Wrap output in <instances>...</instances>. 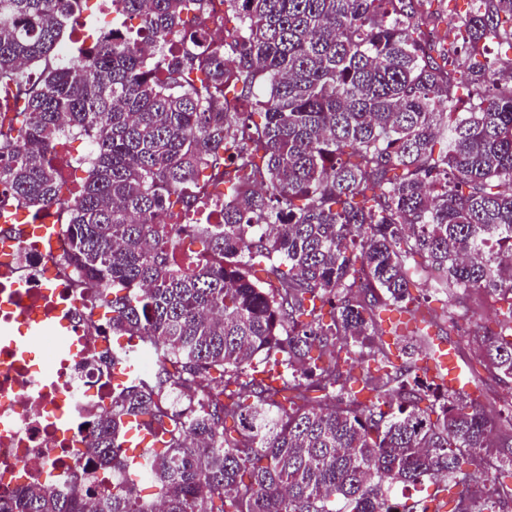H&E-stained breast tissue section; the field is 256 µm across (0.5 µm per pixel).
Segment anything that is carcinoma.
<instances>
[{"mask_svg": "<svg viewBox=\"0 0 512 512\" xmlns=\"http://www.w3.org/2000/svg\"><path fill=\"white\" fill-rule=\"evenodd\" d=\"M206 2L112 0L135 34L75 65L49 59L87 0H0V84L20 94L0 205L37 219L70 166L50 149L91 142L60 261L105 294L104 361L128 379L91 416L112 491L33 485L0 512H388L399 484L423 487L400 512H440L442 492L446 512H505L512 448L492 436L512 399L466 401L411 354L438 327L412 293L435 272L438 295L490 298L484 358L512 382V58L485 55L512 49V0H475L463 40L432 42L414 35L431 0H224L222 45ZM220 178L223 222L194 224L182 268L158 217ZM389 308L409 319L386 331ZM142 352L161 361L135 377ZM138 424L152 451L134 456ZM207 13L206 25L210 39L221 42L224 39V27L232 31L236 19L231 13L224 17V0H208Z\"/></svg>", "mask_w": 512, "mask_h": 512, "instance_id": "1", "label": "carcinoma"}]
</instances>
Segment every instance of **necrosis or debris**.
Instances as JSON below:
<instances>
[{
  "mask_svg": "<svg viewBox=\"0 0 512 512\" xmlns=\"http://www.w3.org/2000/svg\"><path fill=\"white\" fill-rule=\"evenodd\" d=\"M61 205L47 207L53 240L13 239L0 258V496L31 485L67 490L85 472L91 412L109 405L115 376L92 363L110 350L99 326L100 288L60 263L69 249L58 228Z\"/></svg>",
  "mask_w": 512,
  "mask_h": 512,
  "instance_id": "necrosis-or-debris-1",
  "label": "necrosis or debris"
}]
</instances>
